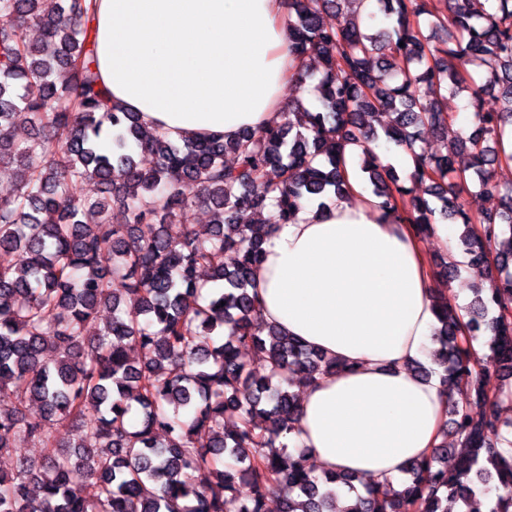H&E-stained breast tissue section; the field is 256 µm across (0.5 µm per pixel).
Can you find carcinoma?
Wrapping results in <instances>:
<instances>
[{
    "instance_id": "cac0c4a2",
    "label": "carcinoma",
    "mask_w": 512,
    "mask_h": 512,
    "mask_svg": "<svg viewBox=\"0 0 512 512\" xmlns=\"http://www.w3.org/2000/svg\"><path fill=\"white\" fill-rule=\"evenodd\" d=\"M283 2L293 56L303 64L314 56L322 68L320 107L289 105L262 139L246 132L177 144L112 104L92 4L56 0L47 10L44 0H0V166L22 172L0 195V391L13 398L0 406V456L20 438L44 452L39 465L19 458L0 472V512H265L273 492L282 512H448L450 503L468 512L478 490L495 498L490 512H512V455L499 448L512 422L489 387L490 368L512 372V184L492 180L494 166L512 161L502 148L512 135V0H484L480 10L479 0H447L445 15L429 0H376L387 27L371 34L350 21L346 0ZM425 25L445 37L431 40ZM476 83L474 130L443 141L438 155L417 152L423 131L447 130L448 95ZM380 112L391 120L378 129ZM21 118L31 130L24 143L14 138ZM391 145L413 161L404 178L375 153ZM349 146L363 149L386 217L420 237L439 219L463 225L459 240L488 270V285L463 314L447 296L436 300L441 383L466 386L465 403L448 406L444 441L406 468L404 490L370 487L342 505L324 485L352 489L357 477L316 474L283 439L297 416L294 387L344 365L260 323L253 271L263 239L245 216L269 206L286 224L302 200L325 207L322 197L347 190ZM462 155L470 164L459 170ZM469 170L498 197L495 214L478 219L459 201ZM91 181L102 196L81 194ZM186 182L196 195L183 194ZM415 185L435 201L414 195ZM114 204L125 223H112ZM200 206L213 213L203 236L192 226ZM150 223L157 232L140 237L138 225ZM228 250L237 253L231 269ZM201 268L222 284L208 299ZM103 309L112 321L86 335ZM485 332L477 357L471 338ZM243 349L268 373L248 371ZM31 403L41 408L35 417ZM228 411L239 417L230 428ZM61 426L72 431L66 442Z\"/></svg>"
}]
</instances>
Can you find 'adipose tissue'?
Returning a JSON list of instances; mask_svg holds the SVG:
<instances>
[{"label": "adipose tissue", "instance_id": "adipose-tissue-1", "mask_svg": "<svg viewBox=\"0 0 512 512\" xmlns=\"http://www.w3.org/2000/svg\"><path fill=\"white\" fill-rule=\"evenodd\" d=\"M95 2L113 103L175 142L266 127L299 81L281 0ZM357 157L346 154V196L303 202L267 236L254 280L265 323L344 365L303 388L289 447L309 449L318 471L399 490L446 428L447 391L408 369L430 360L439 288L420 239L365 190Z\"/></svg>", "mask_w": 512, "mask_h": 512}]
</instances>
